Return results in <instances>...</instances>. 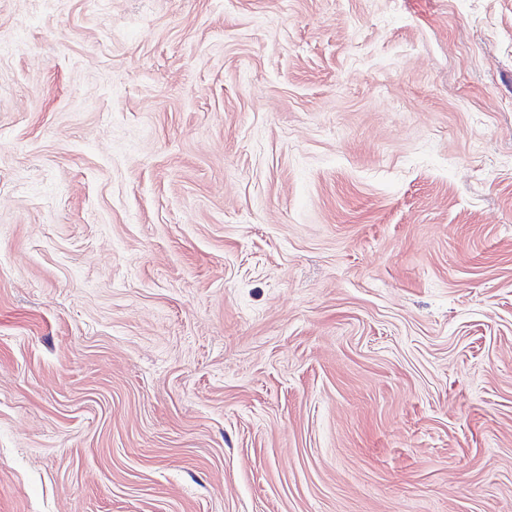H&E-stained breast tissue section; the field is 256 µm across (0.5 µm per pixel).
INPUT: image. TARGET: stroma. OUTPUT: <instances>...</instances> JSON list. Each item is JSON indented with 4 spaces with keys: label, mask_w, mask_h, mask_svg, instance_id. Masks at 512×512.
Listing matches in <instances>:
<instances>
[{
    "label": "stroma",
    "mask_w": 512,
    "mask_h": 512,
    "mask_svg": "<svg viewBox=\"0 0 512 512\" xmlns=\"http://www.w3.org/2000/svg\"><path fill=\"white\" fill-rule=\"evenodd\" d=\"M0 512H512V0H0Z\"/></svg>",
    "instance_id": "stroma-1"
}]
</instances>
